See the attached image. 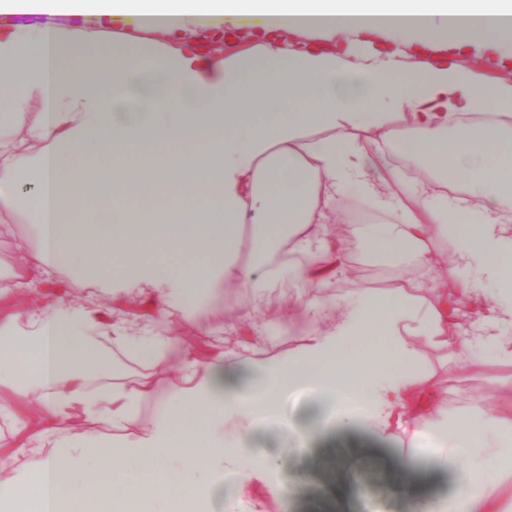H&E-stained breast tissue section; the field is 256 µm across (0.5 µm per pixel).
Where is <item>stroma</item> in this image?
Returning a JSON list of instances; mask_svg holds the SVG:
<instances>
[{"label": "stroma", "mask_w": 512, "mask_h": 512, "mask_svg": "<svg viewBox=\"0 0 512 512\" xmlns=\"http://www.w3.org/2000/svg\"><path fill=\"white\" fill-rule=\"evenodd\" d=\"M433 50L466 67L488 71L494 78L512 70L511 43L478 46L451 42L443 46L434 45ZM245 303L243 289L229 284L219 297L195 316L177 317L173 323L185 345L203 350L211 341L209 329L235 322ZM475 354L485 359V367L470 370L461 364L439 375L440 385L448 391L449 413L463 412L476 399L482 400L492 410L505 404L497 380L507 375V367L493 363L490 350L479 348ZM282 410L290 414L299 427L307 428L321 420L330 425L331 431L313 441L308 449L288 455L281 452V437L274 426L267 425L253 431L251 447L266 455L270 479L287 491L284 499L268 502L267 512H405L401 496L389 481L397 460L395 450H372L373 461L369 464L354 463L345 455L338 457L334 479L344 483L345 495L338 501L326 498L323 494L324 481L317 469L322 459L321 451L342 447L344 437L358 434L360 425L352 417L338 419L335 410L320 405L312 393L286 401Z\"/></svg>", "instance_id": "35a3bbf8"}]
</instances>
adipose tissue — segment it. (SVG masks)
Returning a JSON list of instances; mask_svg holds the SVG:
<instances>
[{
    "label": "adipose tissue",
    "instance_id": "1",
    "mask_svg": "<svg viewBox=\"0 0 512 512\" xmlns=\"http://www.w3.org/2000/svg\"><path fill=\"white\" fill-rule=\"evenodd\" d=\"M0 13L46 18L0 29V236L18 213L39 235L0 300L40 295L0 316V387L31 403L22 415L0 404L10 431L0 446L32 459L0 480V512H153L158 502L207 512L226 472L236 491L225 512H266L286 491L247 441L298 387L357 413L380 440L442 442L431 474L455 470L453 494L423 493L405 455L391 480L406 512H512V409L476 401L449 415L435 383L478 347L512 365V82L421 52L353 56L336 42L512 41V0H0ZM85 13L111 15L120 50L68 58L103 32L56 18ZM247 14L269 27L241 31ZM211 15L246 49L205 54L200 23ZM145 31L141 50H123ZM401 114L412 123L402 136L391 123ZM351 183L392 221L348 225V238L410 254L416 271L327 299L350 268L330 221ZM297 253L306 261L295 267ZM291 266L310 290L293 304L307 328L296 351L267 358L278 338L253 313L274 304ZM460 269L472 273L459 283L464 313L433 278ZM65 270L72 291L143 298L156 320L233 282L250 331L230 345L236 325L214 331L201 356L176 330L152 334L61 297L53 285ZM97 335L146 368L136 385L90 387L104 371ZM95 414L120 440L80 424Z\"/></svg>",
    "mask_w": 512,
    "mask_h": 512
}]
</instances>
